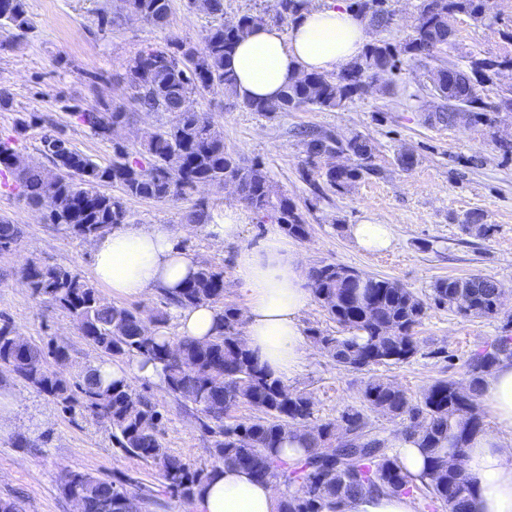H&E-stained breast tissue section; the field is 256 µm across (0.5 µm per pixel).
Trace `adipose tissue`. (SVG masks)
<instances>
[{
  "mask_svg": "<svg viewBox=\"0 0 512 512\" xmlns=\"http://www.w3.org/2000/svg\"><path fill=\"white\" fill-rule=\"evenodd\" d=\"M367 43L366 24L343 0L303 10L288 30L267 24L241 40L226 61L244 98H273L306 72L335 71L357 57ZM176 229L164 224H123L94 237L93 274L126 296L150 290L176 293L196 269L177 249ZM234 277L247 304L244 340L260 365L291 379L309 354L301 316L312 294L304 285L295 248L279 229H271L260 247L241 246ZM102 383L138 378L163 385L154 362L137 356L129 365L101 361ZM480 400L503 427V434H480L467 451L465 468L475 482L471 512H512V362L486 375ZM195 512H280L273 481H257L247 470L220 467L194 500ZM338 512H414L413 498L385 492L344 500Z\"/></svg>",
  "mask_w": 512,
  "mask_h": 512,
  "instance_id": "adipose-tissue-1",
  "label": "adipose tissue"
}]
</instances>
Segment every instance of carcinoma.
I'll use <instances>...</instances> for the list:
<instances>
[{
    "label": "carcinoma",
    "mask_w": 512,
    "mask_h": 512,
    "mask_svg": "<svg viewBox=\"0 0 512 512\" xmlns=\"http://www.w3.org/2000/svg\"><path fill=\"white\" fill-rule=\"evenodd\" d=\"M308 2L275 0L271 18L245 12L231 25L211 26L198 43L170 38L163 45L140 50L125 76L131 110L102 103L75 113L87 132L112 141L111 164L100 165L74 149L64 129L52 121L23 115L16 119L15 135L0 140V172L15 176L21 196L32 208H42L53 197L56 206L45 214L47 222L84 240L127 223L128 199L175 202L200 186L222 188L227 182L237 186L240 200L253 212L272 218L289 237L305 238L308 225L294 201L274 190L260 163L244 165L224 150L221 131L208 113L193 109L192 98L214 87L239 98L225 58L254 27L269 22L289 25ZM189 5L224 16V0H189ZM128 6L142 21L158 28L166 26L171 10L170 0H128ZM349 7L356 17L379 27L390 24L387 0H351ZM459 15L483 21V0H419L413 35L405 42L375 39L334 73H307L272 100L243 99L241 103L263 116L310 106L344 108L361 98L369 85L388 84L389 76L409 58L422 65L435 62L428 72L440 121L452 125L462 119L471 127H489L503 102H512V87L494 101L484 95V88L495 83L502 70L512 69V57L470 55L462 62L439 58L441 51L455 48L448 18ZM4 26L8 36L0 41V50L28 33L24 0H0V27ZM134 112L167 114L171 120L132 151L114 136L129 124ZM37 122L46 125L40 142L49 165L28 163L18 169L12 162L19 155L17 142ZM300 134L307 138V175L318 176L335 192L348 189L375 169L373 148L359 136L342 141L311 129ZM345 152L356 157L355 165L338 170L322 166L324 159ZM111 185L119 188L120 195L103 191ZM21 237L17 225L0 217V246L17 247ZM21 275L35 298L66 310L88 344L103 356L118 361L143 355L161 366L168 392L203 417L212 470L193 469L168 453L161 439L163 415L146 393L122 380L104 386L90 367L74 381L59 377L54 366L69 359L67 349L52 339L17 346L15 328L3 314L0 366L11 368L63 408L80 406L107 420L117 447L131 457L158 464L165 487L183 500H193L213 469L225 464L244 468L262 481L299 484L285 498L282 512H337L342 500L372 491L421 494L448 512H469L475 484L464 462L472 438L485 431L481 384L502 359L512 358L511 335L498 337L493 351L485 348L469 358L463 405L456 399L458 382L447 378L434 381L418 401L391 382L372 378L366 383L364 407L401 425V433L417 439L424 451L428 468L417 481L390 451V439L373 430L362 411L344 412L339 424L306 425L313 414L312 397L267 371L246 349L241 314L224 306L223 268L197 263L193 276L168 298V305L175 308L206 303L218 308L217 332L204 341L163 333L169 321L166 308L150 315L155 334L142 336L145 317L139 309L104 301L89 281L70 268L31 261ZM307 277L314 297L340 328L335 336L318 334L314 339L346 370L398 364L417 355L420 342L415 328L432 304L465 318L492 317L500 311L502 288L478 274L437 280L429 303L388 279L332 263L311 267ZM241 403L255 407L261 416L248 424H225L224 418ZM299 432L308 435L309 449L304 458L288 463L278 456V448ZM342 435L360 446L349 463L326 454ZM61 490L68 498L84 499L91 505L88 512H102L100 505L106 502L112 503V512H142L146 505V497L129 491L123 480L86 472L65 471Z\"/></svg>",
    "instance_id": "1"
}]
</instances>
